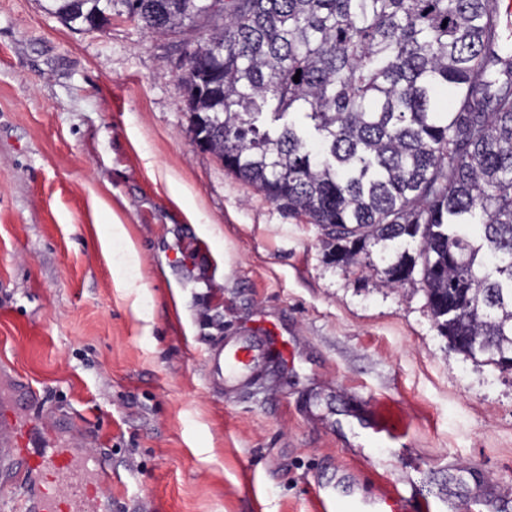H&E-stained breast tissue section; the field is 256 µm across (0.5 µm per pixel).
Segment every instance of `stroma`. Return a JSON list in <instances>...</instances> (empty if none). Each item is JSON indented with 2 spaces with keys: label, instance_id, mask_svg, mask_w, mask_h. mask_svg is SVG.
Instances as JSON below:
<instances>
[{
  "label": "stroma",
  "instance_id": "35a3bbf8",
  "mask_svg": "<svg viewBox=\"0 0 512 512\" xmlns=\"http://www.w3.org/2000/svg\"><path fill=\"white\" fill-rule=\"evenodd\" d=\"M0 0V396L112 472V512H512V371L449 348L422 291L195 147L206 31L96 30ZM278 329L247 386L204 351Z\"/></svg>",
  "mask_w": 512,
  "mask_h": 512
}]
</instances>
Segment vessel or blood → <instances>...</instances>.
I'll return each instance as SVG.
<instances>
[{
  "label": "vessel or blood",
  "mask_w": 512,
  "mask_h": 512,
  "mask_svg": "<svg viewBox=\"0 0 512 512\" xmlns=\"http://www.w3.org/2000/svg\"><path fill=\"white\" fill-rule=\"evenodd\" d=\"M278 344L268 328L232 341H219L207 351L214 378L230 386L247 384ZM34 418H21L15 403L0 405V463L14 468L12 480L25 490L17 512H109L112 473L81 448L38 445Z\"/></svg>",
  "instance_id": "obj_1"
}]
</instances>
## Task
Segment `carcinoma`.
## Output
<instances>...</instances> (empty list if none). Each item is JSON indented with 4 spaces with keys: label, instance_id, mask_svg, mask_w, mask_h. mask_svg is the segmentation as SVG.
<instances>
[{
    "label": "carcinoma",
    "instance_id": "cac0c4a2",
    "mask_svg": "<svg viewBox=\"0 0 512 512\" xmlns=\"http://www.w3.org/2000/svg\"><path fill=\"white\" fill-rule=\"evenodd\" d=\"M120 3L147 30L209 28L180 83L191 131L224 168L320 226L337 263L392 249L382 283L413 285L420 272L440 335L512 369L503 0ZM48 11L93 29L112 4L50 0Z\"/></svg>",
    "mask_w": 512,
    "mask_h": 512
}]
</instances>
